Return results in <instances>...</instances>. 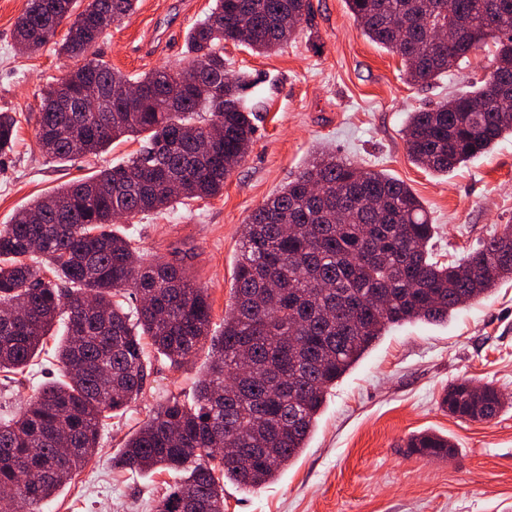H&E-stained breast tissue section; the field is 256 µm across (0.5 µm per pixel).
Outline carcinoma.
Wrapping results in <instances>:
<instances>
[{
    "label": "carcinoma",
    "instance_id": "1",
    "mask_svg": "<svg viewBox=\"0 0 512 512\" xmlns=\"http://www.w3.org/2000/svg\"><path fill=\"white\" fill-rule=\"evenodd\" d=\"M462 24L448 21V0H346L364 34L396 54L411 82L430 84L488 44L492 69L473 89L409 113L406 149L417 166L446 173L512 135V0H453ZM137 0H27L16 42L33 52L70 27L60 44L84 58L42 91L36 139L53 161L97 154L113 141L142 137L122 164L39 197L0 228V372L24 374L63 330L53 352L58 378L0 414V503L21 512L43 505L96 454L112 415L144 390L143 340L180 366L209 344L211 360L195 400L173 397L129 437L115 466L172 471L175 481L155 512H224V483L249 491L273 481L307 447L328 390L392 326L442 322L512 278V251L500 235L455 263L432 257L435 234L420 198L403 181L320 152L243 225L234 295L224 330L211 335L205 289L182 265L146 262L114 229L122 217L223 193L254 132L244 101L249 81L231 76L224 43L263 54L288 42L310 18V0H214L187 35V66L135 79L92 52ZM142 95L116 97L130 83ZM94 83L100 96H80ZM16 120L0 112V154ZM247 348L252 370L236 374ZM448 414L495 418L502 394L467 380L448 385ZM260 454L224 457V442ZM422 457L450 458L448 437L421 432L407 443ZM70 453L61 458L58 449Z\"/></svg>",
    "mask_w": 512,
    "mask_h": 512
}]
</instances>
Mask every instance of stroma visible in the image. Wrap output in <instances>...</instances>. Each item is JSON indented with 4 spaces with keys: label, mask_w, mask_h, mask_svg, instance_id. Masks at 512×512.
<instances>
[{
    "label": "stroma",
    "mask_w": 512,
    "mask_h": 512,
    "mask_svg": "<svg viewBox=\"0 0 512 512\" xmlns=\"http://www.w3.org/2000/svg\"><path fill=\"white\" fill-rule=\"evenodd\" d=\"M212 0H138L133 14L99 40L100 59L130 77L187 57L189 29ZM26 0H0V111L17 120L11 151L0 156V227L61 184L125 161L142 147L122 139L67 162L47 159L35 140L41 92L76 64L55 41L19 51L13 28ZM312 16L281 49L258 55L225 43L229 72L249 75L253 143L221 196L122 220L144 259L183 260L208 291L213 333L232 301L242 226L253 211L324 150L404 180L436 224L446 259L483 245L512 225V136L458 169L437 174L413 165L404 128L409 113L434 106L493 61L472 53L432 86L411 84L398 56L372 43L346 0H312ZM141 397L103 428L99 452L43 512H154L170 473L114 467L124 442L170 397L190 403L208 349L181 366L151 355ZM463 379L503 393L487 422L448 415L441 396ZM432 431L455 444L452 458L409 454L412 434ZM224 512H512V280L448 321L390 329L332 387L304 451L262 488L224 485Z\"/></svg>",
    "instance_id": "35a3bbf8"
}]
</instances>
